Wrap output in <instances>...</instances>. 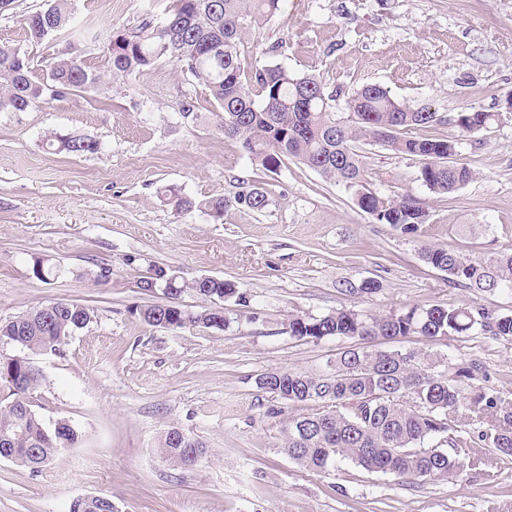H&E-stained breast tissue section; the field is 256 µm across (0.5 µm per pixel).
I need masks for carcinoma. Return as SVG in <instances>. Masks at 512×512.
Wrapping results in <instances>:
<instances>
[{"instance_id":"cac0c4a2","label":"carcinoma","mask_w":512,"mask_h":512,"mask_svg":"<svg viewBox=\"0 0 512 512\" xmlns=\"http://www.w3.org/2000/svg\"><path fill=\"white\" fill-rule=\"evenodd\" d=\"M281 0H171L158 23L146 21L136 30L109 28L103 39L112 75L129 78L170 59L186 70L212 96L224 136L239 140L250 159L274 173L293 158L351 193L358 207L379 224L416 232L428 223L424 199L413 194L397 198L368 189L369 172L360 146L379 144L420 161V181L435 195H448L476 177L468 164L455 161L462 137L483 136L499 113L465 107L453 115L459 137L408 138L409 127L441 122L428 107L412 109L378 84H366L347 96L326 91L314 75H297L279 64L246 72L240 44L280 9ZM75 0H47L46 7L23 18L29 37L41 42L84 37L87 27L75 25ZM99 77L83 61L70 56L51 63L47 77L33 76L27 54L0 45V112H25L49 100L94 85ZM49 146L72 155L94 154L99 142L83 134L53 136ZM237 203L261 211L268 205L259 187L237 196ZM422 259L448 274V281L475 292L512 293V250L487 259L424 244ZM193 290L206 299L228 298L234 284L220 278L198 279ZM94 310L68 300L51 301L0 324V343L32 353L54 351L91 322ZM151 326L165 329H223L224 312H199L176 302L140 310ZM284 332L299 341L325 338L392 340L397 336H469L474 333L512 340V315H494L470 305H413L384 315L340 308L321 316L291 315ZM474 363L455 371L445 358L423 350L347 348L328 371L312 375L271 371L259 388L297 404H319L314 413L288 420L283 450L302 467L322 472L338 459H348L370 472L398 478L451 480L464 461L481 463L489 448L512 456V402L493 391L476 393L463 402L460 387L474 380ZM23 367L0 356V460L34 471L49 465L61 448L75 446L77 430L66 420L48 427L26 394L36 392L41 377L22 378ZM484 430L471 435L458 428L461 414ZM167 430L161 454L176 466H195L209 454L196 439L187 445ZM69 512H114L112 499L86 495Z\"/></svg>"}]
</instances>
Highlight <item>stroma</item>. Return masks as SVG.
<instances>
[{"label":"stroma","instance_id":"obj_1","mask_svg":"<svg viewBox=\"0 0 512 512\" xmlns=\"http://www.w3.org/2000/svg\"><path fill=\"white\" fill-rule=\"evenodd\" d=\"M46 0H15L0 13V44L21 47L38 77L61 53L78 56L100 84L26 112H0V322L56 299L93 308L92 321L60 352L39 354L37 395L48 418L78 427L80 444L40 471L0 460V512H69L84 495L112 499L118 512H512V458L452 481L401 480L350 460L309 471L282 448L288 419L314 412L257 387L269 371L322 372L342 351L336 338L296 340L289 315L341 307L386 314L413 304L462 302L512 313V294L477 295L423 262L427 243L488 258L512 248V0H282L281 10L240 47L245 70L273 62L318 75L328 90L379 84L410 107L443 116L467 106L499 113L487 140L462 142L458 159L476 172L448 197L429 193L417 161L379 145L365 148L371 188L427 200L430 219L405 233L375 223L352 195L293 159L277 172L256 166L225 137L209 92L162 59L115 78L102 43L33 42L24 14ZM167 0H76L79 20L134 28L162 17ZM190 115H183L185 107ZM84 134L100 152L46 148L50 133ZM263 188L252 211L235 195ZM196 206L180 211L167 190ZM225 200L222 215L209 204ZM56 271L37 279L36 262ZM179 277L183 308L210 302L192 283L232 282L227 328L153 327L142 308L165 303L139 286L156 269ZM375 281L371 294L343 283ZM386 349L435 353L450 366L478 364L476 384L512 402V341L488 336H416ZM178 427L210 453L197 466L161 454ZM497 471L488 482L485 470Z\"/></svg>","mask_w":512,"mask_h":512}]
</instances>
